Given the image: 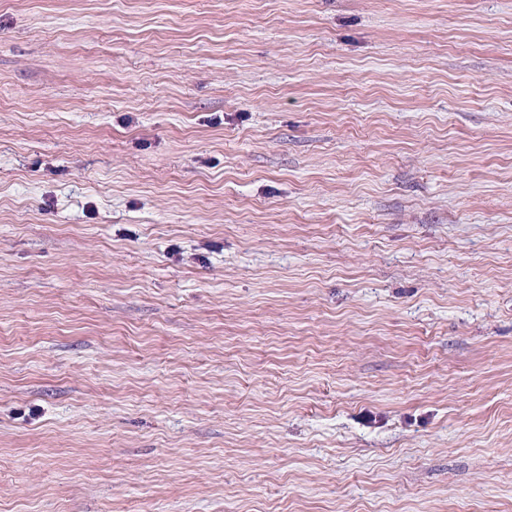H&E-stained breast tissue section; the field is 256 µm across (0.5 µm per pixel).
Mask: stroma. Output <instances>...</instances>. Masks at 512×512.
Returning <instances> with one entry per match:
<instances>
[{"label": "stroma", "mask_w": 512, "mask_h": 512, "mask_svg": "<svg viewBox=\"0 0 512 512\" xmlns=\"http://www.w3.org/2000/svg\"><path fill=\"white\" fill-rule=\"evenodd\" d=\"M0 512H512V0H0Z\"/></svg>", "instance_id": "35a3bbf8"}]
</instances>
